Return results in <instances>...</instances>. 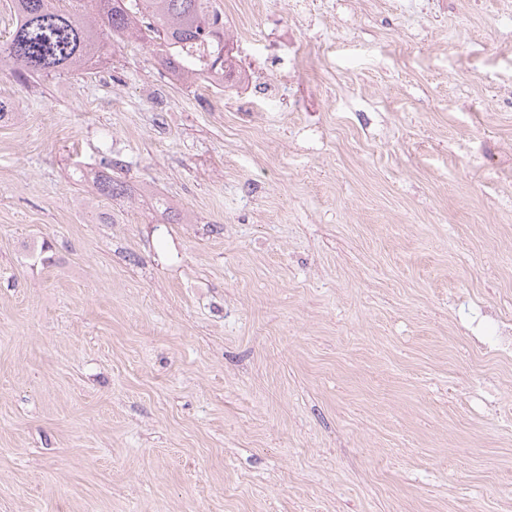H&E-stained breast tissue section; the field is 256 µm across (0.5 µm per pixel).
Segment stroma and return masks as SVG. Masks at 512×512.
Segmentation results:
<instances>
[{
    "label": "stroma",
    "mask_w": 512,
    "mask_h": 512,
    "mask_svg": "<svg viewBox=\"0 0 512 512\" xmlns=\"http://www.w3.org/2000/svg\"><path fill=\"white\" fill-rule=\"evenodd\" d=\"M402 2L216 0L248 91L0 70V512H512V0ZM92 189L99 197L114 199L127 194L129 187L124 181L112 176L111 173L101 172L93 181Z\"/></svg>",
    "instance_id": "35a3bbf8"
}]
</instances>
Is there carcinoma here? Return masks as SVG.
<instances>
[{"label": "carcinoma", "instance_id": "cac0c4a2", "mask_svg": "<svg viewBox=\"0 0 512 512\" xmlns=\"http://www.w3.org/2000/svg\"><path fill=\"white\" fill-rule=\"evenodd\" d=\"M62 2L13 0L17 21L0 44L1 67L24 79L76 70L101 57L116 38L153 47L163 65L183 79L214 75L226 85L234 81L224 14L215 0H89L81 13ZM92 189L114 199L129 187L102 172Z\"/></svg>", "mask_w": 512, "mask_h": 512}]
</instances>
